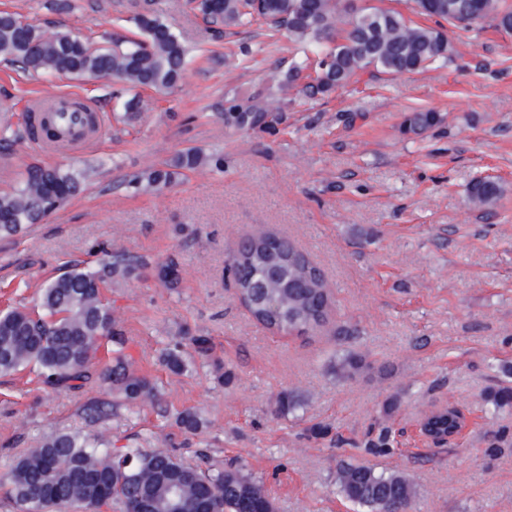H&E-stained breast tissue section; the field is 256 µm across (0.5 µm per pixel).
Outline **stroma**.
I'll return each mask as SVG.
<instances>
[{"instance_id": "1", "label": "stroma", "mask_w": 512, "mask_h": 512, "mask_svg": "<svg viewBox=\"0 0 512 512\" xmlns=\"http://www.w3.org/2000/svg\"><path fill=\"white\" fill-rule=\"evenodd\" d=\"M71 2L55 11L49 0H0V10L97 41L135 29L124 0L105 10L100 0ZM151 3L193 60L172 92L140 91L131 123L119 121L122 101L108 80L27 74L0 61V106L14 123L27 96L50 86L91 100L105 122L98 144L52 157L27 140L0 143V191L27 164L95 169L64 208L0 241V307L33 306L44 280L94 260L97 246L152 263L173 257L181 271L174 289L148 270L104 291L154 398L119 402L91 425L84 408L102 389L50 392L29 371L0 376V475L47 435L88 431L113 448L238 462L263 481L276 512H364L337 490L349 463L404 474L416 489L411 512H512V404L486 400L512 387V34L450 26L454 55L444 66L366 73L306 100L270 79L303 60L299 45L272 41L262 24L216 31L189 0ZM252 95L265 124L225 126L230 100ZM428 109L440 116L436 126L403 132L408 114ZM190 146L223 155V170L206 165L160 191L127 186L128 175ZM477 177L500 184L492 205L470 200ZM261 231L292 240L321 269L332 313L314 334L272 332L239 302L225 267L237 242ZM181 336L207 337L211 352H187L176 375L164 353ZM350 350L375 372L337 376L333 366ZM285 390L300 405L282 416ZM444 405L470 426L436 447L417 426ZM185 408L201 415L199 433L175 426ZM383 433L391 451L372 452Z\"/></svg>"}]
</instances>
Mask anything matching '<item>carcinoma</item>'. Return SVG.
I'll use <instances>...</instances> for the list:
<instances>
[{"instance_id":"carcinoma-1","label":"carcinoma","mask_w":512,"mask_h":512,"mask_svg":"<svg viewBox=\"0 0 512 512\" xmlns=\"http://www.w3.org/2000/svg\"><path fill=\"white\" fill-rule=\"evenodd\" d=\"M414 13L435 20L422 25L396 9L381 5L357 6L360 20H349V0H197L195 9L211 24L226 28L261 20L274 31L284 30L294 41L311 48L315 77L298 93L326 96L345 87L356 75L371 69L400 74L445 62L451 44L442 22L468 29L477 24L512 32V6L506 0H408ZM127 10L137 33L110 45L88 40L78 44L71 32H47L33 23H22L18 12L0 10V59L24 72L69 76L87 81L115 76L130 89L159 94L173 90L189 63L184 39L173 32L149 7L148 0H128ZM0 142L24 139V128L14 126L8 107L0 109ZM261 103H233L224 112V123L248 131L265 123ZM440 122L433 111L414 112L405 120V131L420 134ZM203 164L224 165L220 155H206L188 147L173 160L136 172L128 185L136 190L158 191L177 183L184 172ZM93 169L29 166L20 182L0 192V240H11L47 215L62 208L83 188ZM498 183L477 178L468 187L471 200L487 205L497 199ZM248 244L234 256L230 272L240 301L253 318L283 334H306L323 326L331 300L322 272L314 261L289 239L265 232L247 237ZM96 266L72 262L46 281L36 307L0 310V374L35 368L51 391L78 390L99 384L129 402L153 395L144 376L131 372L123 354L125 338L105 301L102 288L114 278L139 277L149 262L122 250H102ZM174 258L154 266L157 279L168 288L180 283ZM115 346L112 364L98 368L101 342ZM190 346L198 355L209 352L207 339L183 336L164 356L176 374L185 369L181 353ZM370 368L366 357L350 352L336 364V374L351 377ZM175 424L194 434L201 426L192 409L177 413ZM428 424L446 432L455 416L431 413ZM342 497L369 512H409L415 491L405 477L378 473L364 464H350L338 471ZM14 500L34 512H102L112 506L122 512H173L171 487L179 488L181 512H275L263 486L240 466L222 469L188 463L158 449L100 448L79 433L58 432L19 457L4 478Z\"/></svg>"}]
</instances>
